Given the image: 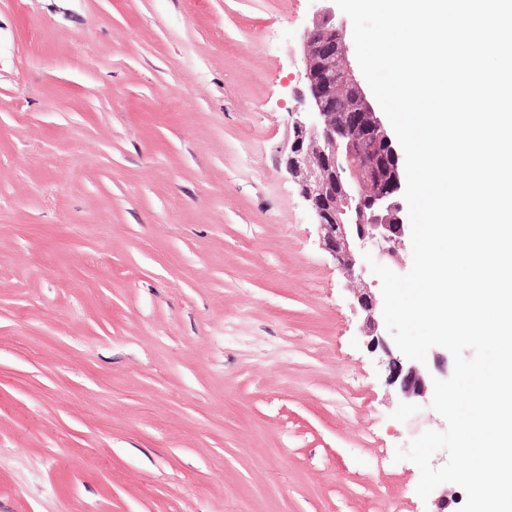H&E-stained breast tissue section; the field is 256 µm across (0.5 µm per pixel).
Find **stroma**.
<instances>
[{"label": "stroma", "mask_w": 512, "mask_h": 512, "mask_svg": "<svg viewBox=\"0 0 512 512\" xmlns=\"http://www.w3.org/2000/svg\"><path fill=\"white\" fill-rule=\"evenodd\" d=\"M316 8L0 0V512H459L279 162Z\"/></svg>", "instance_id": "1"}]
</instances>
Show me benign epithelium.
Wrapping results in <instances>:
<instances>
[{
  "instance_id": "7a95c632",
  "label": "benign epithelium",
  "mask_w": 512,
  "mask_h": 512,
  "mask_svg": "<svg viewBox=\"0 0 512 512\" xmlns=\"http://www.w3.org/2000/svg\"><path fill=\"white\" fill-rule=\"evenodd\" d=\"M305 89L289 112L285 169L313 212L322 248L352 284L364 314L361 331L381 340L378 302L365 280L363 254L372 244L395 262L407 222L401 197L403 161L387 122L377 112L349 58L344 22L330 7L313 14L302 37ZM390 382L406 399H426L433 378L448 377V357L433 366L388 352Z\"/></svg>"
}]
</instances>
